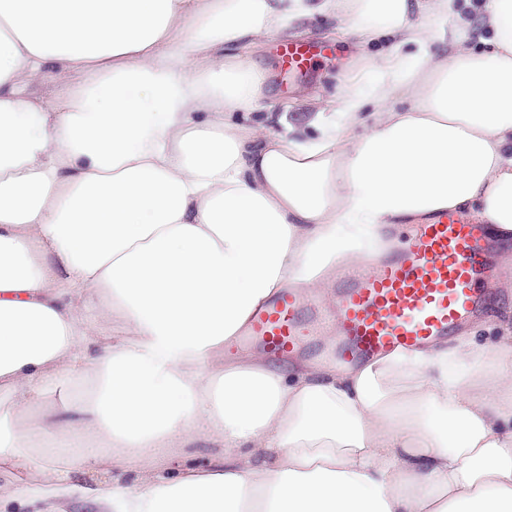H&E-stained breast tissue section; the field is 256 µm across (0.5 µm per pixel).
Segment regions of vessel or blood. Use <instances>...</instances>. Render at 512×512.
I'll return each instance as SVG.
<instances>
[{
  "label": "vessel or blood",
  "instance_id": "obj_1",
  "mask_svg": "<svg viewBox=\"0 0 512 512\" xmlns=\"http://www.w3.org/2000/svg\"><path fill=\"white\" fill-rule=\"evenodd\" d=\"M313 58L302 44L282 53L292 72L309 68ZM487 247L480 225L444 212L376 268L350 273L336 288L335 311L285 291L252 316L245 333L279 355L300 350L329 323L336 338L331 353L342 364L429 345L476 313L480 286L491 276Z\"/></svg>",
  "mask_w": 512,
  "mask_h": 512
}]
</instances>
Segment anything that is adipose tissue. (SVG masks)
<instances>
[{
  "instance_id": "obj_1",
  "label": "adipose tissue",
  "mask_w": 512,
  "mask_h": 512,
  "mask_svg": "<svg viewBox=\"0 0 512 512\" xmlns=\"http://www.w3.org/2000/svg\"><path fill=\"white\" fill-rule=\"evenodd\" d=\"M326 13L391 47L308 122L256 111L235 46ZM445 211L512 246V0H0V512H512V313L224 356Z\"/></svg>"
}]
</instances>
